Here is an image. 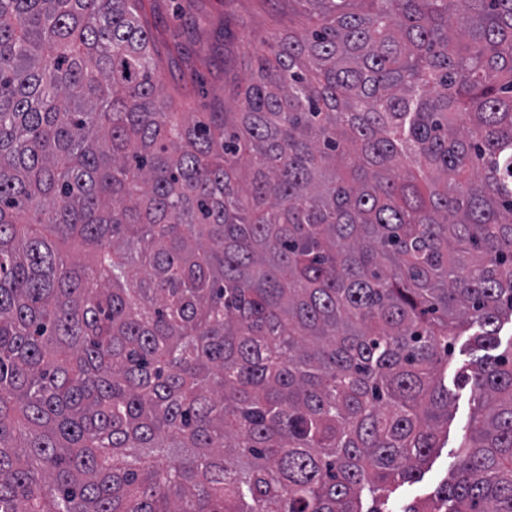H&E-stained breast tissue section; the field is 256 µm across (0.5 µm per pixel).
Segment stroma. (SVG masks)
<instances>
[{
  "label": "stroma",
  "instance_id": "stroma-1",
  "mask_svg": "<svg viewBox=\"0 0 512 512\" xmlns=\"http://www.w3.org/2000/svg\"><path fill=\"white\" fill-rule=\"evenodd\" d=\"M174 8L173 0H155L150 22L164 58L161 84L186 112H211L220 104H232L238 86L251 77L254 48L272 35L296 32L306 24L288 0H193L179 18ZM453 393L439 448L424 466L421 481L403 485L393 495V512L432 496L454 472L474 402L469 388L457 387Z\"/></svg>",
  "mask_w": 512,
  "mask_h": 512
}]
</instances>
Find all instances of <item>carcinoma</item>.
<instances>
[{
    "label": "carcinoma",
    "instance_id": "1",
    "mask_svg": "<svg viewBox=\"0 0 512 512\" xmlns=\"http://www.w3.org/2000/svg\"><path fill=\"white\" fill-rule=\"evenodd\" d=\"M175 112L151 0H0V512H387L512 321V0H288ZM451 482L512 512V346Z\"/></svg>",
    "mask_w": 512,
    "mask_h": 512
}]
</instances>
